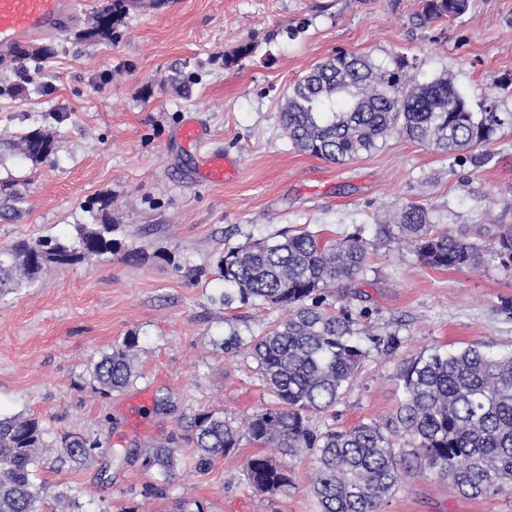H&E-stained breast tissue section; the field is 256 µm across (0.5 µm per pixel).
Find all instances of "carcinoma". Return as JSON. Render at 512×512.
Returning a JSON list of instances; mask_svg holds the SVG:
<instances>
[{
	"mask_svg": "<svg viewBox=\"0 0 512 512\" xmlns=\"http://www.w3.org/2000/svg\"><path fill=\"white\" fill-rule=\"evenodd\" d=\"M416 19L426 26L457 18L469 0H420ZM127 10L112 0L81 33L87 41L109 40ZM283 128L299 152L340 164L379 149L398 134L450 154L486 147L498 130L512 126L511 112L489 105L470 110L445 75L419 81L403 55L378 62L368 54L338 52L315 64L288 91L281 110ZM15 154L36 166L55 153L54 139L41 128L23 133ZM90 224L75 225L69 242L53 238L20 241L0 249V297L41 271L73 264L93 249L113 255L118 243L107 208L97 200ZM496 255L512 266V226L496 225ZM376 240L395 241L435 269L477 267L481 253L447 229H438L428 208L411 204L394 224H382ZM374 243L359 235L323 239L301 230L232 248L219 260L224 306L267 305L286 311L262 336L250 342L274 404L244 416L224 417L219 409L198 410L179 429L140 452L143 466L163 482L176 476L181 451L192 449L205 469L247 440L274 448L281 458L256 454L243 462L249 484L277 494L292 484L284 456L304 451L312 459L309 490L320 512H378L398 485L405 459L397 436L409 437L416 466L450 479L467 496L512 492V350L492 354L477 345L436 349L409 361L402 373L404 397L383 424L360 423L316 433L311 413L334 408L355 378L369 350L358 323L321 308L320 295L345 288L364 275ZM135 337L110 347L93 364L91 376L102 393L122 390L137 377ZM31 416L0 418V512H43L46 502L35 476L48 462L80 466L100 447L96 439L70 433L53 448Z\"/></svg>",
	"mask_w": 512,
	"mask_h": 512,
	"instance_id": "carcinoma-1",
	"label": "carcinoma"
}]
</instances>
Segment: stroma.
Instances as JSON below:
<instances>
[{"mask_svg": "<svg viewBox=\"0 0 512 512\" xmlns=\"http://www.w3.org/2000/svg\"><path fill=\"white\" fill-rule=\"evenodd\" d=\"M111 0H87L74 25L43 38L48 59L0 63V248L20 240H70L90 223L94 200H110L121 251L51 267L0 298V417L37 418L48 441L65 432L98 439L83 466L47 467L45 496L71 489L76 512H175L183 500L209 512H319L309 491L307 454L292 461L293 484L275 495L247 483L241 465L258 448L198 469L184 453L163 497L140 492L155 472L133 458L202 409L242 418L272 396L249 354L281 310L222 302L217 263L225 248L285 230L374 240L387 215L417 203L438 227L465 235L484 255L478 268L437 270L396 245L370 250L352 287L326 293L322 306L363 329L369 354L336 407L310 417L314 431L382 423L402 397L407 361L470 344L512 349V270L491 254L483 224H512V130L497 131L489 161L475 151L448 156L395 135L375 152L342 164L299 153L280 120L288 87L336 51L376 60L401 53L420 80L448 74L481 111L485 96L512 112V0H470L448 22L415 25L418 0H160L152 13L130 6L111 39L81 40ZM306 21L296 39L285 29ZM255 51L234 58L245 42ZM46 112L56 142L34 166L9 144ZM202 138H179L186 123ZM234 162L229 179L203 180L208 156ZM237 331L243 343L228 349ZM135 336L138 377L108 395L91 365L112 344ZM402 345L383 353L373 342ZM379 512H512V494L465 497L451 482L415 467L404 472Z\"/></svg>", "mask_w": 512, "mask_h": 512, "instance_id": "35a3bbf8", "label": "stroma"}]
</instances>
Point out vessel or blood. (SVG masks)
Instances as JSON below:
<instances>
[{
	"mask_svg": "<svg viewBox=\"0 0 512 512\" xmlns=\"http://www.w3.org/2000/svg\"><path fill=\"white\" fill-rule=\"evenodd\" d=\"M78 17L76 0H0V51L16 44L57 34ZM232 167L224 156H210L201 170L209 181L220 182Z\"/></svg>",
	"mask_w": 512,
	"mask_h": 512,
	"instance_id": "b4317fda",
	"label": "vessel or blood"
}]
</instances>
